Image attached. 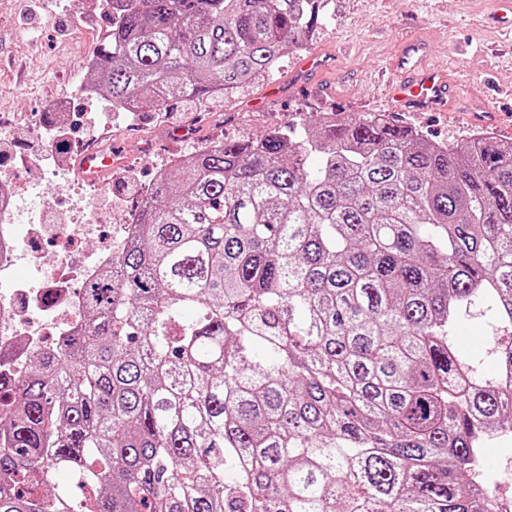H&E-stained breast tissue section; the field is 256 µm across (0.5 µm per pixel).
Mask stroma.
<instances>
[{
	"instance_id": "stroma-1",
	"label": "stroma",
	"mask_w": 512,
	"mask_h": 512,
	"mask_svg": "<svg viewBox=\"0 0 512 512\" xmlns=\"http://www.w3.org/2000/svg\"><path fill=\"white\" fill-rule=\"evenodd\" d=\"M27 0H0V103L12 113L16 127L9 135L15 154L5 160L12 189L36 222L54 212L77 223L71 198L79 183L60 188L40 170L21 163L31 147L44 145V134L29 133V121L51 124L48 104L68 95L72 112L70 140L81 144L103 134L112 136L113 167L103 188L90 201L98 208L105 198L116 200L113 223L133 206L136 189L146 188L158 171L192 145L231 136H257L267 130L300 123L320 112H345L361 117L377 112L408 123L428 138L465 146L479 129L512 142V105L498 95L512 89V33L495 28L493 0H338L336 13L323 25L309 50H291L270 75L255 79L224 97L194 108L174 103L168 113L128 115L87 100L78 87L87 72L85 57L95 55L107 22L100 0H54L23 14ZM422 35L429 42L426 65L442 68L452 86L442 112H398L377 78L405 40ZM328 59L322 75L326 93L302 83L297 67L305 54ZM492 312L463 317L457 329L461 344L483 360L479 371L488 381L497 369L488 351L494 338L488 330Z\"/></svg>"
}]
</instances>
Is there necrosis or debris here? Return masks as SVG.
<instances>
[{"label": "necrosis or debris", "mask_w": 512, "mask_h": 512, "mask_svg": "<svg viewBox=\"0 0 512 512\" xmlns=\"http://www.w3.org/2000/svg\"><path fill=\"white\" fill-rule=\"evenodd\" d=\"M10 171H0V280L12 277L23 262H41L46 227L30 223L17 197L10 193ZM121 237H111L107 246L81 262H73L70 252L58 253L51 270L41 273L39 287L24 283L0 290V354L7 363L0 370L22 375L29 356L51 349L55 340L73 331L82 322L83 299L73 287L94 279L109 266Z\"/></svg>", "instance_id": "obj_1"}]
</instances>
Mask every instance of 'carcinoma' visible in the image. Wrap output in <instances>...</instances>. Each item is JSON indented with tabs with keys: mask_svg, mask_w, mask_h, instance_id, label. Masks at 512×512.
Instances as JSON below:
<instances>
[{
	"mask_svg": "<svg viewBox=\"0 0 512 512\" xmlns=\"http://www.w3.org/2000/svg\"><path fill=\"white\" fill-rule=\"evenodd\" d=\"M332 2L108 0L90 81L114 112L202 102ZM127 223L84 327L0 378V512H493L512 339L488 382L457 328L512 336V142L325 113L198 147ZM495 446L492 442L487 443L486 448H483V460L486 470L492 476L493 481L491 487H493L496 479L499 483V493L507 498H512V459L507 461L501 454L500 448ZM509 466H504V465ZM511 466V467H510ZM511 485L508 486V482Z\"/></svg>",
	"mask_w": 512,
	"mask_h": 512,
	"instance_id": "carcinoma-1",
	"label": "carcinoma"
}]
</instances>
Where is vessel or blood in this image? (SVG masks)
I'll use <instances>...</instances> for the list:
<instances>
[{"label": "vessel or blood", "instance_id": "1", "mask_svg": "<svg viewBox=\"0 0 512 512\" xmlns=\"http://www.w3.org/2000/svg\"><path fill=\"white\" fill-rule=\"evenodd\" d=\"M428 51L425 40L414 37L403 45L394 66L400 74L393 88V97L403 108L439 111L448 98L449 83L446 74L438 68L423 66ZM112 165L109 156L90 152L79 160V168L87 179H99Z\"/></svg>", "mask_w": 512, "mask_h": 512}]
</instances>
